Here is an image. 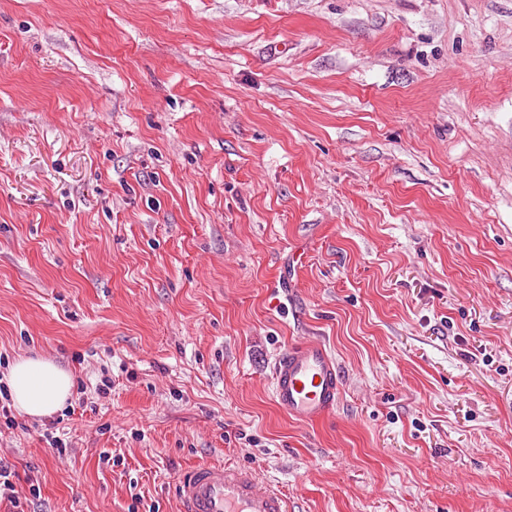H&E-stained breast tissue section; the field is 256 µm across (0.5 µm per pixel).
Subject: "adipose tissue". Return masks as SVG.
<instances>
[{
  "mask_svg": "<svg viewBox=\"0 0 512 512\" xmlns=\"http://www.w3.org/2000/svg\"><path fill=\"white\" fill-rule=\"evenodd\" d=\"M12 405L29 417H49L60 411L72 395L69 372L52 361L20 358L0 375Z\"/></svg>",
  "mask_w": 512,
  "mask_h": 512,
  "instance_id": "1",
  "label": "adipose tissue"
}]
</instances>
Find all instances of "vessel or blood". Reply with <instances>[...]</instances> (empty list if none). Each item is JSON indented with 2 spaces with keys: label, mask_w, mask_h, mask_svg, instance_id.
I'll use <instances>...</instances> for the list:
<instances>
[{
  "label": "vessel or blood",
  "mask_w": 512,
  "mask_h": 512,
  "mask_svg": "<svg viewBox=\"0 0 512 512\" xmlns=\"http://www.w3.org/2000/svg\"><path fill=\"white\" fill-rule=\"evenodd\" d=\"M343 381L335 356L305 341L277 358L273 397L289 417L311 423L336 407ZM181 512H288L287 499L248 468L200 464L177 485Z\"/></svg>",
  "instance_id": "obj_1"
}]
</instances>
